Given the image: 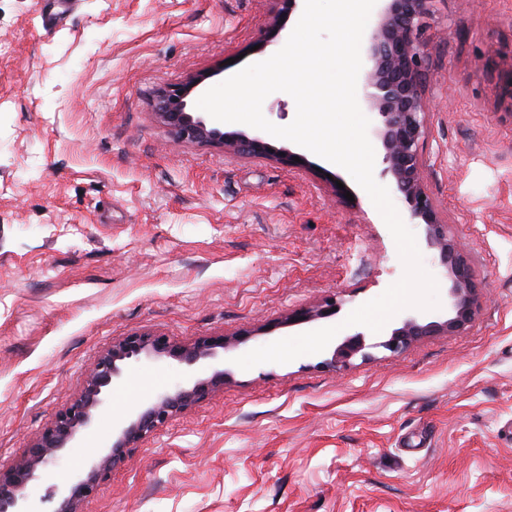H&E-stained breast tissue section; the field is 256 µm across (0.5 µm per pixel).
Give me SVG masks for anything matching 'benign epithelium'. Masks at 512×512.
I'll use <instances>...</instances> for the list:
<instances>
[{
  "label": "benign epithelium",
  "mask_w": 512,
  "mask_h": 512,
  "mask_svg": "<svg viewBox=\"0 0 512 512\" xmlns=\"http://www.w3.org/2000/svg\"><path fill=\"white\" fill-rule=\"evenodd\" d=\"M276 19L268 32L273 37L284 27L299 0H275ZM435 0H383L376 25L365 39L368 67L364 75L366 99L370 112L376 114L379 138L386 164L383 176L390 177L396 192L404 201L409 218L424 226L428 243L438 250L439 263L448 272L450 311L444 321H426L407 316L378 346L392 354L405 350L421 336L435 332H453L473 320L480 308L479 293L468 259L462 249L448 238L447 220L429 193L423 178L422 152L427 134L429 105L422 95V75L426 53L421 34L433 16ZM203 79L170 86L158 94V115L172 133L182 141L219 143L231 155L271 158L288 167H307L317 172L318 165L306 155L276 149L259 136L242 131L223 132L202 117L187 111V98ZM318 176L327 179L336 198L350 206H360L359 198L350 201L344 192L350 187L338 175L324 169ZM343 187H338L337 183ZM337 306L329 298L313 310L294 311L285 318L289 325L326 318ZM245 341L243 337L204 336L181 344L161 335H131L113 343L88 369L80 394L52 422L40 431L26 456L6 472L0 471V512H34L26 489L40 476L56 455L90 429L106 404V391L121 373V365L142 356L169 357L188 366L211 359L231 346ZM365 348L364 335L346 337L334 349L328 365L336 359L347 360ZM225 372L216 369L208 377L196 376L186 385L156 397L134 418L118 427L115 440L93 460L87 470L63 493L56 512H82L84 502L96 495L109 479L112 468L127 451L153 435L174 415L184 412L224 385Z\"/></svg>",
  "instance_id": "obj_1"
}]
</instances>
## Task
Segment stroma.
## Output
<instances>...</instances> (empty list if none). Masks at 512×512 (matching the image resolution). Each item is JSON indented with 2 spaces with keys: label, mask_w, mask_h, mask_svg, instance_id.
I'll use <instances>...</instances> for the list:
<instances>
[{
  "label": "stroma",
  "mask_w": 512,
  "mask_h": 512,
  "mask_svg": "<svg viewBox=\"0 0 512 512\" xmlns=\"http://www.w3.org/2000/svg\"><path fill=\"white\" fill-rule=\"evenodd\" d=\"M44 0H0V470L140 333L228 349L223 388L127 452L83 512H512V0H437L422 35L435 103L424 179L482 290L462 329L399 354L388 330L244 370L235 358L339 324L404 274L368 195L337 202L305 169L177 139L162 89L265 60L274 0H80L45 35ZM333 298L331 321L289 312ZM187 376L123 364L108 406L28 492L60 490L112 432ZM365 340L363 334H355L346 337L343 342L334 349L332 358L327 360L328 365H336V359L342 358L344 360L350 359L355 354L359 353L365 348Z\"/></svg>",
  "instance_id": "obj_1"
}]
</instances>
